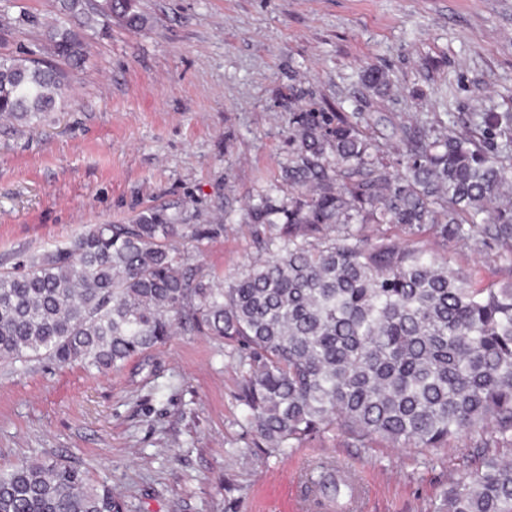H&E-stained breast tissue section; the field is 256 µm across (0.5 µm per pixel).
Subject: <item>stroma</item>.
<instances>
[{
	"instance_id": "stroma-1",
	"label": "stroma",
	"mask_w": 512,
	"mask_h": 512,
	"mask_svg": "<svg viewBox=\"0 0 512 512\" xmlns=\"http://www.w3.org/2000/svg\"><path fill=\"white\" fill-rule=\"evenodd\" d=\"M0 54L43 56L53 0H0ZM133 33L99 18L70 71L68 101L38 125L0 124V271L66 247L96 224L161 211L213 224L183 243L193 273L224 278L259 259L245 205L281 183L288 115L377 112L481 134L512 110V0H140ZM388 71L380 96L363 86ZM452 267L512 277L498 248L456 242ZM235 347L197 331L87 371L0 366V468L61 455L107 481L125 512H316L313 465L329 459L367 490L361 512H434L479 435L447 448L348 445L327 432L275 454L242 422Z\"/></svg>"
}]
</instances>
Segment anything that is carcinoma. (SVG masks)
<instances>
[{
  "label": "carcinoma",
  "instance_id": "carcinoma-1",
  "mask_svg": "<svg viewBox=\"0 0 512 512\" xmlns=\"http://www.w3.org/2000/svg\"><path fill=\"white\" fill-rule=\"evenodd\" d=\"M43 40L72 68L99 17L131 32L138 0H58ZM379 93L388 74L365 71ZM65 73L33 56L0 54V118L34 125L65 104ZM384 121L345 112L290 113L288 166L247 210L265 258L222 283L183 267L176 240L216 231L161 212L96 224L69 246L0 272V363L79 362L120 368L176 330L202 329L241 351L240 401L253 444L299 448L330 429L361 448L380 437L446 448L490 431L475 466L450 479L447 512H512V279L481 285L436 252L374 228L429 232L448 244L494 242L512 265V112L487 125L486 147L446 127L393 126L390 153L370 133ZM308 480L347 509L359 484L332 461ZM0 512H124L112 486L62 456L0 469Z\"/></svg>",
  "mask_w": 512,
  "mask_h": 512
}]
</instances>
